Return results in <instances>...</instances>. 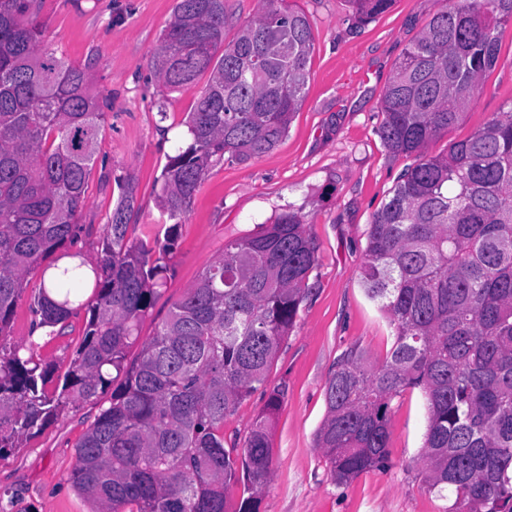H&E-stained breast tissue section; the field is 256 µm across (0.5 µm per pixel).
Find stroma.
I'll use <instances>...</instances> for the list:
<instances>
[{"mask_svg":"<svg viewBox=\"0 0 512 512\" xmlns=\"http://www.w3.org/2000/svg\"><path fill=\"white\" fill-rule=\"evenodd\" d=\"M313 29L308 91L287 134L270 152L244 162L212 164L193 197L167 258L168 282L140 323L148 340L173 304L194 285L226 242L256 233L287 209L299 212L317 250L310 293L268 373V388L285 387L270 441L272 478L259 512H448L453 494L429 490L421 472L428 424L425 398L409 388L390 403L389 465L350 481L334 480L316 434L326 415L325 385L350 348L372 362L387 357L392 331L361 286L365 231L407 167L376 133L379 105L396 61L441 0H394L365 25L348 0H295ZM174 0H42L46 43L76 65L92 66L97 90L111 93L112 110L98 140L87 200L70 250L96 259L118 199L115 177L136 195L128 244L155 245L158 178L169 155L187 141L189 92L170 93L164 111L150 103L156 90L151 60L173 13ZM500 64L482 78L483 90L430 154L466 138L496 113L512 109V24L499 30ZM84 316L41 337L39 356L65 373L85 329ZM267 397L255 392L224 420L226 444L244 446ZM99 412L93 403L65 408L42 431L0 454V501L13 512H91L70 481L75 445Z\"/></svg>","mask_w":512,"mask_h":512,"instance_id":"stroma-1","label":"stroma"}]
</instances>
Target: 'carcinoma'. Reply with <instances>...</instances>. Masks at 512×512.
Listing matches in <instances>:
<instances>
[{"instance_id": "carcinoma-1", "label": "carcinoma", "mask_w": 512, "mask_h": 512, "mask_svg": "<svg viewBox=\"0 0 512 512\" xmlns=\"http://www.w3.org/2000/svg\"><path fill=\"white\" fill-rule=\"evenodd\" d=\"M39 2L0 0V338L29 272L76 237L112 111V95L91 91V67L41 46ZM348 2L358 23L393 4ZM509 22L512 0H443L396 63L376 133L414 162L368 224L361 280L394 343L380 364L356 348L344 353L317 433L338 482L383 468L390 402L420 389L426 482L455 493L449 512H512V111L442 154L427 146L481 93L482 75L500 62L498 28ZM313 49L306 14L288 0H262L240 23L228 0H176L153 66L164 90L191 92L194 104L188 142L161 174L164 243L127 245L135 196L119 178L98 260L74 253L43 269L31 296L36 327L82 311L88 320L56 396L35 342L7 353L0 345V455L63 406L105 397L70 476L94 512H226V492L238 484L236 512H258L272 477L270 415L285 389L269 391L241 449L224 446V418L266 390L308 294L317 256L298 212L225 243L135 361L127 350L166 286V256L207 169L279 144L306 97Z\"/></svg>"}]
</instances>
